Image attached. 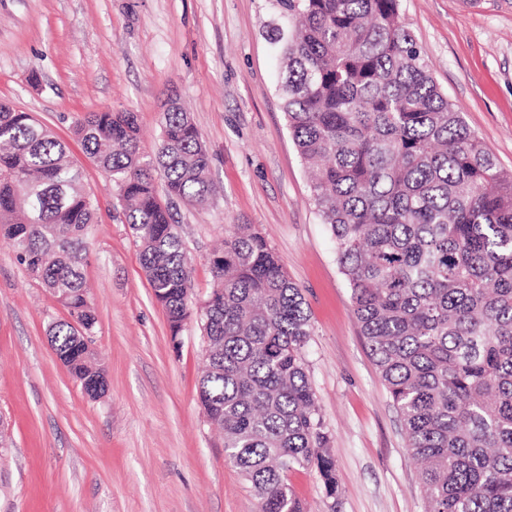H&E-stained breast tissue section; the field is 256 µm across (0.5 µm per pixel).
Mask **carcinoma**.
Masks as SVG:
<instances>
[{
    "label": "carcinoma",
    "instance_id": "cac0c4a2",
    "mask_svg": "<svg viewBox=\"0 0 512 512\" xmlns=\"http://www.w3.org/2000/svg\"><path fill=\"white\" fill-rule=\"evenodd\" d=\"M283 108L310 168L354 314L422 464L426 512H512V173L440 91L399 20V0H277ZM151 155L132 112H90L75 135L123 204L172 342L194 318L206 336L199 398L261 512H304L288 474L338 488L330 436L307 373L311 323L301 288L267 239L236 224L209 257L195 310L172 204L214 195L210 159L179 99ZM162 173L160 197L154 172ZM95 204L68 146L0 102V238L70 319L48 327L89 397L107 379L90 347L85 288Z\"/></svg>",
    "mask_w": 512,
    "mask_h": 512
}]
</instances>
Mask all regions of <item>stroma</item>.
<instances>
[{
    "instance_id": "stroma-1",
    "label": "stroma",
    "mask_w": 512,
    "mask_h": 512,
    "mask_svg": "<svg viewBox=\"0 0 512 512\" xmlns=\"http://www.w3.org/2000/svg\"><path fill=\"white\" fill-rule=\"evenodd\" d=\"M403 24L469 127L512 171V0H400ZM276 0H0V101L70 147L96 206L85 277L108 391L86 396L48 339L67 311L0 239V512H259L197 396L205 357L188 322L173 346L106 173L74 129L132 112L151 152L169 96L190 113L216 192L177 203L192 302L234 224L269 241L303 291L304 354L336 461L337 499L316 469L289 481L309 512H425L421 474L353 313L335 242L311 199L269 34Z\"/></svg>"
}]
</instances>
